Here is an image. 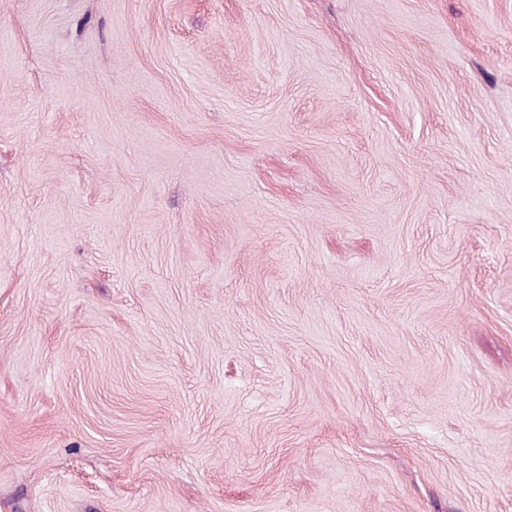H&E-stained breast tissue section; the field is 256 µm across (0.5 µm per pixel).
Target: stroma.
Masks as SVG:
<instances>
[{
    "instance_id": "35a3bbf8",
    "label": "stroma",
    "mask_w": 512,
    "mask_h": 512,
    "mask_svg": "<svg viewBox=\"0 0 512 512\" xmlns=\"http://www.w3.org/2000/svg\"><path fill=\"white\" fill-rule=\"evenodd\" d=\"M0 512H512V0H0Z\"/></svg>"
}]
</instances>
